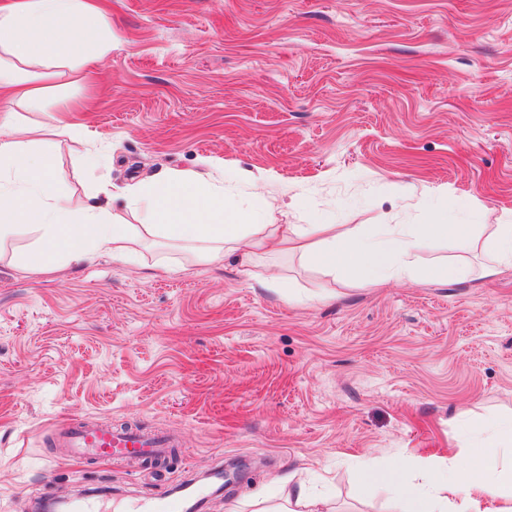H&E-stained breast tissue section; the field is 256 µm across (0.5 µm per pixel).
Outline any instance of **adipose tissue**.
<instances>
[{
    "mask_svg": "<svg viewBox=\"0 0 512 512\" xmlns=\"http://www.w3.org/2000/svg\"><path fill=\"white\" fill-rule=\"evenodd\" d=\"M104 21L99 0H6L0 5V239L35 234L42 253L61 261L107 254L130 260L139 246L175 242L192 259L223 265L233 256L250 265L263 254L299 251L302 260L325 270H346L372 285L390 278H414L430 242L453 238L458 250L479 245L489 273L512 266V224H497L482 238L470 225L452 224L444 212L428 223L360 224L346 231L329 222L265 224L258 212L229 203L223 189L201 175L169 174L151 183L123 188L129 207L144 212L143 224H123L110 209H73L58 186L52 160L13 137L18 114L13 106L43 102L44 83L58 65L95 70L109 46L97 36ZM42 71H35V64ZM512 446V425L491 426L473 456L417 464L422 483L415 500L401 466L367 471L363 481L387 486L394 512H512V468L503 461ZM323 497L305 484L289 490L283 503L254 500L252 512H324Z\"/></svg>",
    "mask_w": 512,
    "mask_h": 512,
    "instance_id": "1",
    "label": "adipose tissue"
}]
</instances>
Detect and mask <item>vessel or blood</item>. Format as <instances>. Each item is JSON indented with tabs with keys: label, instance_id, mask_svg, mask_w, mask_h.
Wrapping results in <instances>:
<instances>
[{
	"label": "vessel or blood",
	"instance_id": "vessel-or-blood-1",
	"mask_svg": "<svg viewBox=\"0 0 512 512\" xmlns=\"http://www.w3.org/2000/svg\"><path fill=\"white\" fill-rule=\"evenodd\" d=\"M55 436L59 447L81 461L122 459L141 464L161 456L170 446L168 437L160 432L145 433L83 421L57 429ZM202 495L199 487L188 497L165 495L144 504L140 512H188L189 497Z\"/></svg>",
	"mask_w": 512,
	"mask_h": 512
}]
</instances>
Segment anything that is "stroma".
<instances>
[{"mask_svg":"<svg viewBox=\"0 0 512 512\" xmlns=\"http://www.w3.org/2000/svg\"><path fill=\"white\" fill-rule=\"evenodd\" d=\"M109 2L94 75L59 68L19 109V138L53 154L75 208L139 223L124 186L205 159L269 224H422L434 209L512 224V0ZM60 116L69 129L43 136ZM36 249L31 234L0 243V512L81 490L131 505L227 463L245 476L205 512H249L273 473L329 512H390L362 464L465 456L512 418V267L480 276L481 250L434 242L423 261L448 281L374 286L295 256L246 271L156 246L34 268ZM65 421L173 446L81 464L55 443Z\"/></svg>","mask_w":512,"mask_h":512,"instance_id":"1","label":"stroma"}]
</instances>
